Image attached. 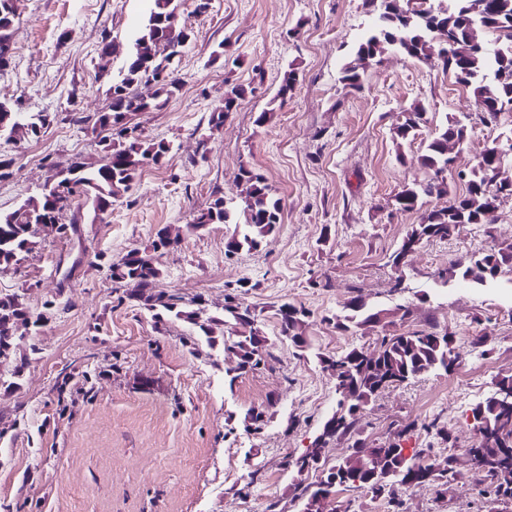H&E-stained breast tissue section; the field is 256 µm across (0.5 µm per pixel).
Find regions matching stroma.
<instances>
[{
    "instance_id": "35a3bbf8",
    "label": "stroma",
    "mask_w": 512,
    "mask_h": 512,
    "mask_svg": "<svg viewBox=\"0 0 512 512\" xmlns=\"http://www.w3.org/2000/svg\"><path fill=\"white\" fill-rule=\"evenodd\" d=\"M195 7L182 0L195 37L179 64L180 90L162 109L133 117L145 139L172 143L170 161L145 167L107 223L84 218L65 237L41 229L18 264L0 270V293L20 295L44 316L41 326L20 327L17 385L0 384V507L299 512L293 486L316 475L288 471L284 459L305 450L336 406L334 373L315 354L380 346L382 328L344 335L328 322L359 294L378 308L414 305L395 332L431 323L454 332L461 360L451 372L381 393L355 436L330 442L329 461L349 455L354 438L383 443L416 422L403 446L436 457L455 451L467 483L441 496L431 483L400 491L402 512H512V503L480 494L466 456L479 443L472 407L497 375L512 374V278L487 288L440 278L451 262L512 241V198L500 200L491 231L464 227L416 249L400 271L389 262L421 217L398 209L394 197L426 179L420 157L435 130L452 118L471 128L447 195L429 201L443 208L464 191L463 176L483 151L512 138V113L483 124L475 97L451 74L391 49L365 70L360 88L345 86L342 69L373 19L363 0H210L202 14ZM148 8L149 0H19L0 102L50 121L39 136L0 145L12 161L0 180V213L38 195L55 171L101 159L102 135L87 122L110 102L100 49L111 43L110 71L119 74ZM291 70L298 82L283 99ZM235 86L245 90L236 111L209 131L211 110ZM419 105L426 123L397 143L401 112ZM244 165L281 197L283 222L259 250L228 256L234 225L187 226L214 195L240 204ZM162 228L179 245L158 257L160 284L182 306L218 317L225 294L252 283L246 301L260 310L272 347L259 369L238 372L236 354L220 342L191 345L198 330L185 320L156 325L131 300L134 283L112 281L109 263L150 247ZM398 276L403 286L391 291ZM285 298L310 310L311 350L280 340L276 309ZM254 408L266 413L258 432L247 426ZM434 420L451 428L455 448L424 431Z\"/></svg>"
}]
</instances>
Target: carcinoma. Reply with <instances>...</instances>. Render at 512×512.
I'll use <instances>...</instances> for the list:
<instances>
[{
	"instance_id": "1",
	"label": "carcinoma",
	"mask_w": 512,
	"mask_h": 512,
	"mask_svg": "<svg viewBox=\"0 0 512 512\" xmlns=\"http://www.w3.org/2000/svg\"><path fill=\"white\" fill-rule=\"evenodd\" d=\"M10 3L0 0V43L10 41ZM365 6L375 14L374 21L352 53V60L343 67L342 81L346 85L360 86V70L378 61L386 47L399 49L405 56L430 62L438 59L445 72L451 73L455 83L472 91L482 112V120L492 123L512 106V0H448V4L426 7H403L400 0H364ZM180 0H151L149 14L128 54L119 80L106 75L109 83L110 104L104 112L92 119L94 126L108 130L116 136L105 146L102 163L91 166L78 162L73 173L52 183V188L25 200L18 208L0 214V269L16 264L18 257L31 250L38 227L47 218L60 221L57 231L65 236L74 226L62 222L66 211L80 195L92 212L112 206L136 184L147 165H163L169 161L170 144L164 140H146L131 125L138 112L163 107L181 86L172 48L180 45L192 31L186 26L172 23L179 16ZM481 26L497 35V50L478 53L463 59L448 55H434L433 42L451 41L463 44L470 28ZM153 77V92L142 96L135 87ZM244 89L234 87L224 93V100L210 112L208 129L217 130L224 125ZM422 107L402 113L395 127L396 138L406 141L426 122ZM468 126L455 120L435 130L421 155V164L427 178L406 185L395 195V205L402 210L422 211L420 223L412 225L401 245L390 255L392 266L399 258L433 240L452 238L467 225L489 224L490 214L501 196H512V176L507 175L501 159H485L471 172L465 191L441 209H428L426 200L448 192V140L466 142ZM243 186L244 223L224 244L225 254L259 249L283 221V204L266 178L249 166L240 169ZM237 223L236 208L215 196L207 208L193 216L190 228L199 229L211 224ZM112 279L123 280L134 276L140 289L134 301L154 312L157 322L172 314L196 326L206 337L208 346L217 343L213 325L235 329L231 348L241 360L242 369L254 370L271 356L268 340L258 324L257 309L244 302L238 294L224 296L223 318L202 317L203 309L178 308V297L159 288L161 270L155 257L133 249L118 264L110 267ZM512 273V242H502L449 264L445 281L463 280L484 286ZM381 310L367 305L361 296H353L342 306V314L335 316L334 326L341 332L370 326L379 321ZM279 333L300 351L309 348L305 336L310 311L301 304L284 300L277 309ZM30 313L16 294L0 295V360L8 359L20 342L15 323L26 321ZM324 368L336 366L339 377L345 380L346 391L339 393L333 417L336 425L324 434L322 447L339 436L352 435L364 405L385 390L405 380L443 370L449 372L456 365L459 353L454 346V335L440 332L430 326L398 334L382 336L378 354L365 355L363 348L353 346L345 352L330 356L316 354ZM479 421L474 429L481 443L467 449L481 473L485 488L480 493L493 501L512 502V401L505 403L492 391L484 401L472 408ZM462 478L453 453L443 456V462L432 459L427 448H412L404 453L399 443L369 445L362 439L354 440L352 453L329 466L328 472L306 486L294 484L295 498L302 501L301 512H320L321 500L336 492V488L361 491L374 499H384L393 512H400L402 501L397 490L406 489L427 479L448 491V483Z\"/></svg>"
}]
</instances>
